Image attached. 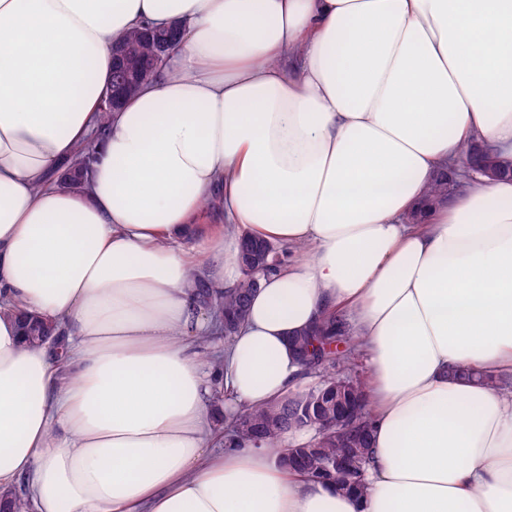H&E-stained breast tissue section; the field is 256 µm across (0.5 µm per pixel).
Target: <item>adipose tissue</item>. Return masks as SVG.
Instances as JSON below:
<instances>
[{
	"label": "adipose tissue",
	"instance_id": "ef3b65f1",
	"mask_svg": "<svg viewBox=\"0 0 512 512\" xmlns=\"http://www.w3.org/2000/svg\"><path fill=\"white\" fill-rule=\"evenodd\" d=\"M175 24L102 121L115 43ZM469 145L512 159V0H0V488L31 512H512V406L448 376L512 374V181L431 198ZM217 195L225 229L184 249ZM240 230L290 256L204 358L197 280L236 286ZM333 310L367 367L360 497L215 426V391L302 388L287 339ZM102 135V132L97 133L96 136L83 147L79 161L72 166H67L66 172L61 177V183L64 187L76 190H80L84 187L85 183L88 181L93 156L102 142ZM25 336L33 345H39L52 336L54 327L37 316H29L23 322Z\"/></svg>",
	"mask_w": 512,
	"mask_h": 512
}]
</instances>
